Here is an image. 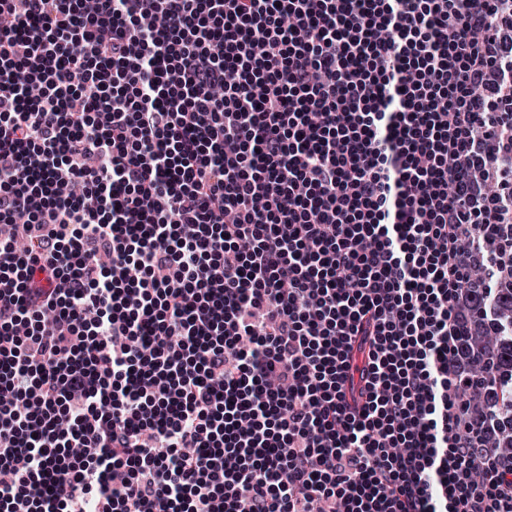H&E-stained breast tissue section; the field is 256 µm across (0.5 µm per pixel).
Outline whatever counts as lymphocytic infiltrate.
I'll list each match as a JSON object with an SVG mask.
<instances>
[{
  "label": "lymphocytic infiltrate",
  "mask_w": 512,
  "mask_h": 512,
  "mask_svg": "<svg viewBox=\"0 0 512 512\" xmlns=\"http://www.w3.org/2000/svg\"><path fill=\"white\" fill-rule=\"evenodd\" d=\"M0 16V512H512V0Z\"/></svg>",
  "instance_id": "1"
}]
</instances>
